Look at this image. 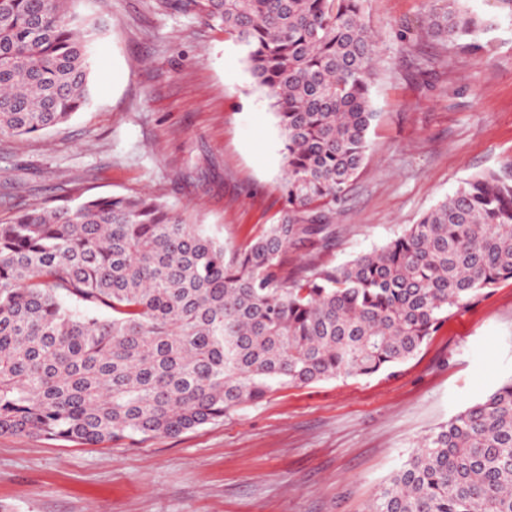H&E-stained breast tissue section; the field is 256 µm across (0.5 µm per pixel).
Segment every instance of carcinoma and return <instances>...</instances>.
Wrapping results in <instances>:
<instances>
[{
    "instance_id": "carcinoma-1",
    "label": "carcinoma",
    "mask_w": 512,
    "mask_h": 512,
    "mask_svg": "<svg viewBox=\"0 0 512 512\" xmlns=\"http://www.w3.org/2000/svg\"><path fill=\"white\" fill-rule=\"evenodd\" d=\"M81 0H0V137L91 101L104 23ZM245 50L284 141L280 221L229 250L148 195L90 197L0 224V434L99 446L177 436L282 387L393 374L448 319L512 281V174L465 180L381 247L326 250L376 119L363 0H174ZM450 42L482 19L440 0ZM369 512H512V378L425 437Z\"/></svg>"
}]
</instances>
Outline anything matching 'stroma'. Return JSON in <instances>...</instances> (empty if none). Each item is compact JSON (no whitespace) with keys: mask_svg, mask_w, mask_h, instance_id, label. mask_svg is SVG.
<instances>
[{"mask_svg":"<svg viewBox=\"0 0 512 512\" xmlns=\"http://www.w3.org/2000/svg\"><path fill=\"white\" fill-rule=\"evenodd\" d=\"M433 0H365L379 117L336 207L338 265L382 246L473 175L512 164V13L472 52L396 33ZM102 18L90 105L0 138V222L90 196L147 194L244 246L285 209L283 142L243 48L167 0H82ZM512 377V282L450 319L392 376L288 387L178 436L97 447L0 435V512H366L420 440Z\"/></svg>","mask_w":512,"mask_h":512,"instance_id":"obj_1","label":"stroma"}]
</instances>
